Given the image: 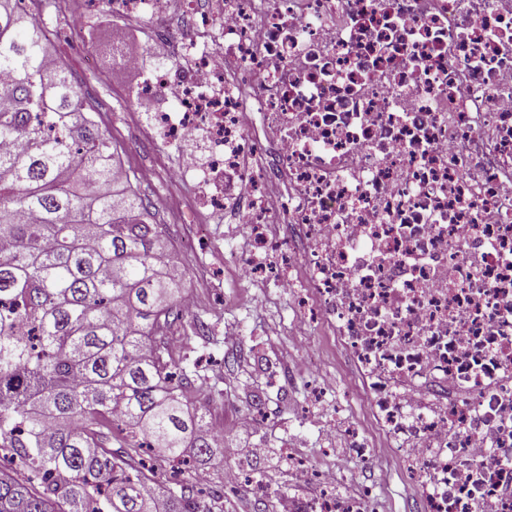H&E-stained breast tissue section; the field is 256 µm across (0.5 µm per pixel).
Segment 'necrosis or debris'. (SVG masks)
<instances>
[{"instance_id": "necrosis-or-debris-1", "label": "necrosis or debris", "mask_w": 512, "mask_h": 512, "mask_svg": "<svg viewBox=\"0 0 512 512\" xmlns=\"http://www.w3.org/2000/svg\"><path fill=\"white\" fill-rule=\"evenodd\" d=\"M178 2L190 65L112 50L172 179L331 326L422 512H512V0ZM315 481L305 512H373Z\"/></svg>"}]
</instances>
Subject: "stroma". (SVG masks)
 Here are the masks:
<instances>
[{"label": "stroma", "mask_w": 512, "mask_h": 512, "mask_svg": "<svg viewBox=\"0 0 512 512\" xmlns=\"http://www.w3.org/2000/svg\"><path fill=\"white\" fill-rule=\"evenodd\" d=\"M49 5L45 11L40 0H25L23 7L37 18L50 50L65 63L94 110L133 186L155 212L168 248L179 251L175 263L196 312L180 317L162 336L166 360L179 366L189 358L198 361L196 376L183 389L186 398L204 404L209 420L222 424L232 440L237 437L238 419L246 414L256 416V437L278 457L274 463L253 461L249 468L266 490L261 502L246 485L229 491L224 488L225 467L239 463L235 447L224 460L204 465L202 473L182 477L160 464L151 469L150 478L160 485L184 481L217 498L224 512H279L283 496H294L297 504L303 505L316 492L313 481L289 470L287 459L293 454L312 468H338L351 473L357 484L375 486L380 512H415L418 494L405 482L394 459L385 458L375 467L327 451L322 436L325 421L370 429L367 401L354 391L345 356L325 328L310 329L309 350L314 362L299 359L289 334L296 310L289 293L270 282L244 280L237 267L225 265L226 250L241 255L247 250L244 225L234 223L229 213L203 215L198 224H206L207 232L200 238L197 224L181 223L180 207L192 189L185 183L164 181L180 157L160 143L145 147L148 133L112 60L113 42L130 30L145 44L147 57L155 58L162 45L152 37V22L114 14L110 0L96 7L88 6L87 0H49ZM75 11L88 15L86 38L77 37L68 26ZM229 329L239 337L237 348H228L224 342Z\"/></svg>", "instance_id": "35a3bbf8"}]
</instances>
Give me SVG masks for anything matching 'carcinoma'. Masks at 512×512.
<instances>
[{"instance_id": "obj_1", "label": "carcinoma", "mask_w": 512, "mask_h": 512, "mask_svg": "<svg viewBox=\"0 0 512 512\" xmlns=\"http://www.w3.org/2000/svg\"><path fill=\"white\" fill-rule=\"evenodd\" d=\"M0 0V512H213L149 481L140 451L183 470L224 456L187 372L157 335L182 277L159 224L42 28ZM31 332L27 342L18 332ZM128 452L105 446L101 418Z\"/></svg>"}]
</instances>
